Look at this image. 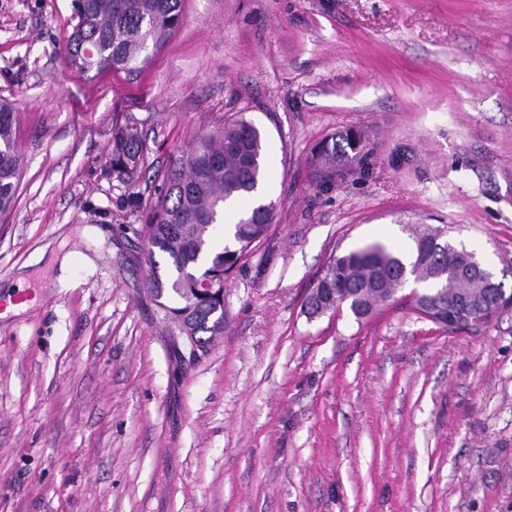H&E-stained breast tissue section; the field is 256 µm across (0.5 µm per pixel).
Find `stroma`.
<instances>
[{"instance_id":"35a3bbf8","label":"stroma","mask_w":512,"mask_h":512,"mask_svg":"<svg viewBox=\"0 0 512 512\" xmlns=\"http://www.w3.org/2000/svg\"><path fill=\"white\" fill-rule=\"evenodd\" d=\"M74 6L0 0L21 167L0 512H512V313L450 331L397 299L303 311L334 256L429 225L512 289V0H182L142 70L84 75ZM236 112L277 211L226 277L223 336L184 358L145 224L175 158ZM124 117L146 144L130 183L107 169ZM346 127L366 154L320 189L313 155Z\"/></svg>"}]
</instances>
